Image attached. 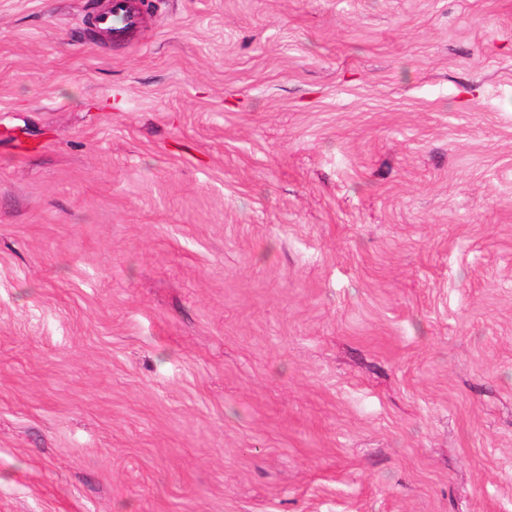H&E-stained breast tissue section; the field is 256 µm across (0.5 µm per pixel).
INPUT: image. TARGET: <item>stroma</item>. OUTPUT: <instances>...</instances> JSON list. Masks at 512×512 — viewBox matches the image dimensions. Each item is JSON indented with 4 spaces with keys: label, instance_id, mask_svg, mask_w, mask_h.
<instances>
[{
    "label": "stroma",
    "instance_id": "obj_1",
    "mask_svg": "<svg viewBox=\"0 0 512 512\" xmlns=\"http://www.w3.org/2000/svg\"><path fill=\"white\" fill-rule=\"evenodd\" d=\"M0 0V512H512V0ZM140 1L107 0V3L93 15L95 27L113 38H122L141 23Z\"/></svg>",
    "mask_w": 512,
    "mask_h": 512
}]
</instances>
